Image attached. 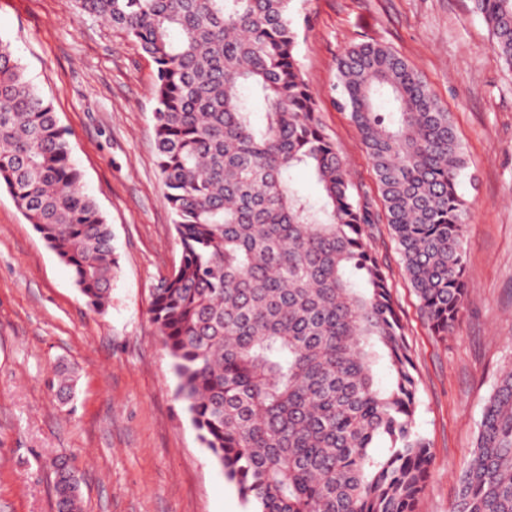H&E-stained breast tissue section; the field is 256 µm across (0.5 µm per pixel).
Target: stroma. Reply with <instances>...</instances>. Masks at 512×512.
Returning a JSON list of instances; mask_svg holds the SVG:
<instances>
[{
	"mask_svg": "<svg viewBox=\"0 0 512 512\" xmlns=\"http://www.w3.org/2000/svg\"><path fill=\"white\" fill-rule=\"evenodd\" d=\"M298 59L327 135L379 220L384 263L419 378L416 423L433 454L417 512H449L484 403L512 365V68L471 0H298ZM0 39L67 131L118 266L101 311L0 187V512H56L49 463L77 472L84 512H247L182 403L150 308L181 256L151 121L154 64L74 0H0ZM376 43L404 57L451 114L468 162L470 294L434 336L400 263L371 163L332 87L338 58ZM73 370L60 403L50 382Z\"/></svg>",
	"mask_w": 512,
	"mask_h": 512,
	"instance_id": "1",
	"label": "stroma"
}]
</instances>
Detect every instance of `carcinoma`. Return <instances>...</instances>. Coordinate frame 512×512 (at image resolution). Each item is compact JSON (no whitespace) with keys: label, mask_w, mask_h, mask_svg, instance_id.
<instances>
[{"label":"carcinoma","mask_w":512,"mask_h":512,"mask_svg":"<svg viewBox=\"0 0 512 512\" xmlns=\"http://www.w3.org/2000/svg\"><path fill=\"white\" fill-rule=\"evenodd\" d=\"M155 66L154 146L182 253L151 315L198 437L254 512H415L430 445L374 214L327 137L297 58L294 0H75ZM512 67V0H472ZM335 89L372 164L401 263L435 335L470 291L450 113L397 52L337 62ZM262 109L263 120L254 115ZM308 169L313 201L294 183ZM105 308L112 230L82 186L52 103L0 41V187ZM57 396L73 394L64 369ZM387 445L381 455L373 449ZM56 512H83L54 465ZM450 512H512V365L485 401Z\"/></svg>","instance_id":"1"}]
</instances>
